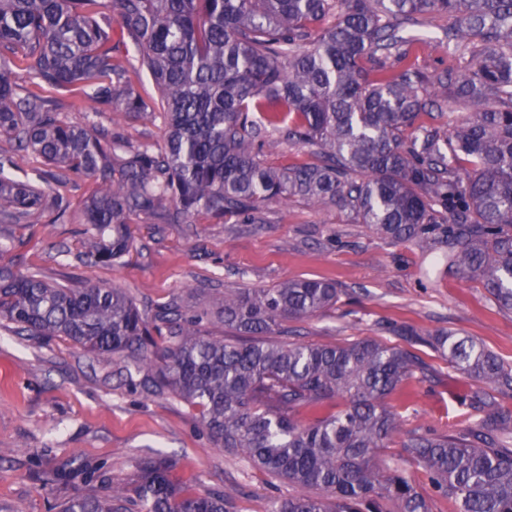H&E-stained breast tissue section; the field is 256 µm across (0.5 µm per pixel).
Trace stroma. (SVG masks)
<instances>
[{
  "instance_id": "obj_1",
  "label": "stroma",
  "mask_w": 512,
  "mask_h": 512,
  "mask_svg": "<svg viewBox=\"0 0 512 512\" xmlns=\"http://www.w3.org/2000/svg\"><path fill=\"white\" fill-rule=\"evenodd\" d=\"M427 22L437 38L412 46L418 67L435 77L466 65L467 52L443 36L452 19L433 15ZM90 190L87 179H71L64 223L0 224V263L53 282L112 285L149 313L171 302L189 311L211 309L228 289L308 279L334 284L336 303L286 323V340L336 345L374 338L409 349L423 362L424 371L388 399L401 429L382 457L405 471L431 512H455L428 475L407 464L403 444L415 432L470 425V397L487 385L395 330L468 337L512 363V311L500 309L477 281L433 273L432 254L412 242L385 238L353 213L298 198L266 205L256 224L229 217L159 224L142 214L132 219L129 256L113 265L90 264L81 259L92 243L82 208ZM145 374L123 352L97 357L63 337L44 344L0 326V512H58L74 495H102L94 481L44 483L45 472L68 466L74 448L129 488L137 461L163 453L181 481L224 493L229 512H270L274 501L297 495L294 485L225 455L199 408L169 392L146 393Z\"/></svg>"
}]
</instances>
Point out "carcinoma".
<instances>
[{
  "label": "carcinoma",
  "instance_id": "obj_1",
  "mask_svg": "<svg viewBox=\"0 0 512 512\" xmlns=\"http://www.w3.org/2000/svg\"><path fill=\"white\" fill-rule=\"evenodd\" d=\"M455 19L449 39L469 65L420 71L398 20ZM139 55L130 58L128 45ZM146 69L159 97L141 95ZM466 111L447 132L421 114ZM86 111L74 123L66 113ZM161 115L164 143L134 146L96 121ZM318 158L273 168L266 132ZM0 220L67 210L64 171L93 183L83 204L92 255L129 254L131 216L254 224L272 201L298 197L348 210L392 240L434 252L449 275L481 282L512 310V0H0ZM43 167L19 177L17 159ZM338 291L316 280L231 289L216 307L239 339L204 334L210 312L176 303L148 314L121 289L61 284L0 263V319L38 341L65 337L96 355L128 352L144 388L202 408L217 445L277 479L316 488L271 512H429L378 451L398 431L388 397L422 363L375 339L284 343L288 320L312 317ZM448 363L512 395V364L472 339L433 337ZM473 425L413 433L406 461L423 468L456 512H512V412L473 395ZM303 408L313 419L299 418ZM72 479L99 480L100 498L75 495L61 512H128V490L71 456ZM140 512H227L224 495L178 482L162 456L137 462Z\"/></svg>",
  "mask_w": 512,
  "mask_h": 512
}]
</instances>
